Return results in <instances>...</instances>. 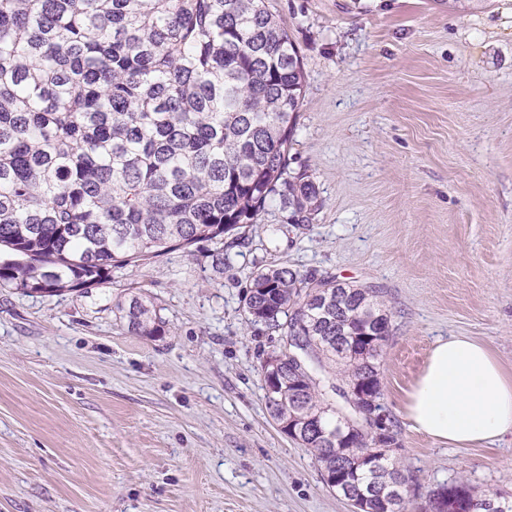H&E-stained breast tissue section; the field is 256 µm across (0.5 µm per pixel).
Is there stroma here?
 Masks as SVG:
<instances>
[{"label": "stroma", "mask_w": 512, "mask_h": 512, "mask_svg": "<svg viewBox=\"0 0 512 512\" xmlns=\"http://www.w3.org/2000/svg\"><path fill=\"white\" fill-rule=\"evenodd\" d=\"M304 64L291 172L320 209L278 205L212 269L207 245L116 270L86 294L0 288V512H351L265 404L276 338L241 297L268 264L380 289L384 402L415 512L455 480L512 493V435L458 449L412 429L406 393L437 338L512 373V0H270ZM163 335L127 331L125 293ZM115 320L127 331L144 337L160 336L164 333V322L158 314L153 297L141 293L129 294L113 304Z\"/></svg>", "instance_id": "obj_1"}]
</instances>
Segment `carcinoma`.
I'll use <instances>...</instances> for the list:
<instances>
[{
  "label": "carcinoma",
  "instance_id": "cac0c4a2",
  "mask_svg": "<svg viewBox=\"0 0 512 512\" xmlns=\"http://www.w3.org/2000/svg\"><path fill=\"white\" fill-rule=\"evenodd\" d=\"M305 86L301 56L267 0H0V288L87 293L112 271L200 243L215 271L246 247V224L277 202L311 224L313 183L289 171ZM248 323L299 349L308 371L267 402L327 437L297 443L374 512H407L408 477L377 363L392 314L376 288L285 265L257 269L242 295ZM112 313L127 331L164 333L153 297ZM364 387L349 427L338 399ZM432 512H512L462 481L430 491Z\"/></svg>",
  "mask_w": 512,
  "mask_h": 512
}]
</instances>
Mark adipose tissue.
Instances as JSON below:
<instances>
[{
    "instance_id": "ef3b65f1",
    "label": "adipose tissue",
    "mask_w": 512,
    "mask_h": 512,
    "mask_svg": "<svg viewBox=\"0 0 512 512\" xmlns=\"http://www.w3.org/2000/svg\"><path fill=\"white\" fill-rule=\"evenodd\" d=\"M405 414L412 429L456 448L493 442L512 434V374L468 337L437 340Z\"/></svg>"
}]
</instances>
